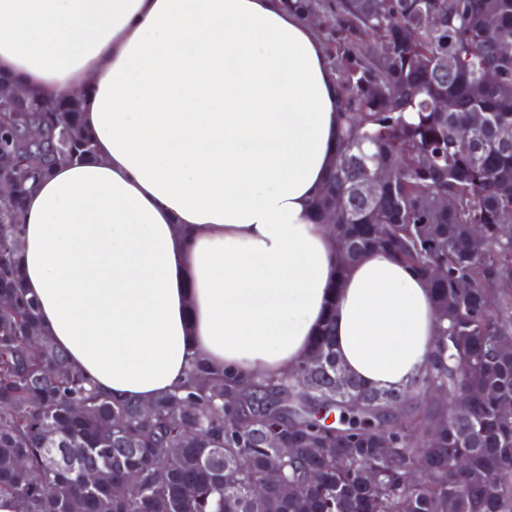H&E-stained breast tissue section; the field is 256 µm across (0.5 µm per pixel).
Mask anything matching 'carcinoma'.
<instances>
[{
    "label": "carcinoma",
    "instance_id": "obj_1",
    "mask_svg": "<svg viewBox=\"0 0 512 512\" xmlns=\"http://www.w3.org/2000/svg\"><path fill=\"white\" fill-rule=\"evenodd\" d=\"M282 6L305 23L324 18L336 81L339 146L314 217L336 213L342 267L381 250L426 280L440 330L429 365L401 389L363 383L342 367L327 324L312 356L279 378L227 384L194 362L149 418L135 400L99 394L43 333L19 269L28 192L52 164L90 159L94 144L78 99L26 94L0 111L16 154L49 153L34 175L0 170L14 184L0 201V295L11 300L0 311V497L14 512H448L450 499L455 512H512V54L500 52L512 0ZM27 125L43 128L42 144L18 138ZM379 168L386 178L370 189ZM445 196L455 205L442 207ZM432 386L470 401L452 413L397 407ZM272 429L296 449L282 462L295 489L254 498L277 460L264 441Z\"/></svg>",
    "mask_w": 512,
    "mask_h": 512
}]
</instances>
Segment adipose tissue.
Here are the masks:
<instances>
[{
  "mask_svg": "<svg viewBox=\"0 0 512 512\" xmlns=\"http://www.w3.org/2000/svg\"><path fill=\"white\" fill-rule=\"evenodd\" d=\"M0 76L82 101L95 153L28 196L20 269L100 391L151 402L197 359L240 384L282 376L327 321L368 384L426 368V281L383 251L341 271L314 219L336 84L279 0H0Z\"/></svg>",
  "mask_w": 512,
  "mask_h": 512,
  "instance_id": "ef3b65f1",
  "label": "adipose tissue"
}]
</instances>
